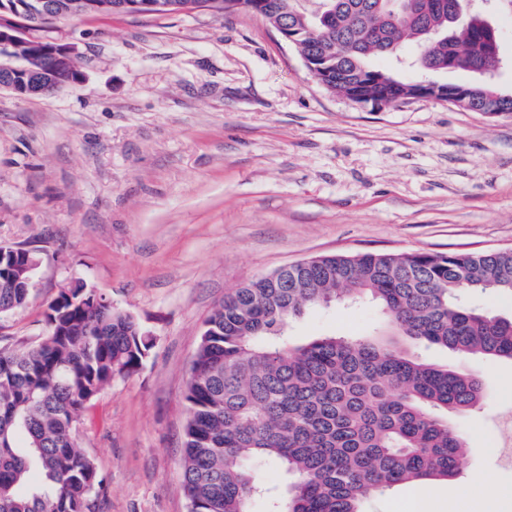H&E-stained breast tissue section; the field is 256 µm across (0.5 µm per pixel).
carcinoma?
I'll return each mask as SVG.
<instances>
[{"instance_id": "obj_1", "label": "carcinoma", "mask_w": 512, "mask_h": 512, "mask_svg": "<svg viewBox=\"0 0 512 512\" xmlns=\"http://www.w3.org/2000/svg\"><path fill=\"white\" fill-rule=\"evenodd\" d=\"M151 15L242 13L295 38L301 58L320 59L318 83L365 104L396 105L413 81L370 60L417 47L420 72L477 73L490 46L476 24L448 26L455 0H149ZM465 109L509 110L512 93L470 83ZM78 283L50 305L48 335L32 347L0 346V512H90L101 485L74 439L81 411L116 376L137 372L153 346L130 315L94 307ZM468 293L512 299V250L333 255L257 278L226 295L206 322L186 400L183 487L194 512H362L376 495L449 479L467 453L450 414L476 408L485 382L462 365L424 360L416 347L461 358L512 361V316L468 303ZM31 284L0 274V315L26 307ZM380 308L386 334L288 341V323L310 308ZM283 478L258 484L250 462Z\"/></svg>"}]
</instances>
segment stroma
<instances>
[{
    "instance_id": "35a3bbf8",
    "label": "stroma",
    "mask_w": 512,
    "mask_h": 512,
    "mask_svg": "<svg viewBox=\"0 0 512 512\" xmlns=\"http://www.w3.org/2000/svg\"><path fill=\"white\" fill-rule=\"evenodd\" d=\"M483 9L499 33L495 80L512 90V10ZM43 37L73 46L82 76L29 98L0 89V244L39 260L30 305L0 317V346L36 344L47 305L79 279L154 340L80 414L76 440L101 480L90 512H189L186 385L234 289L317 256L512 249V118L430 99L358 105L245 14L74 18ZM379 325L366 300L308 311L290 334L302 344ZM468 366L487 391L456 419L469 447L457 475L364 512H411L429 496L448 512L476 477L512 499L500 447L512 362Z\"/></svg>"
}]
</instances>
